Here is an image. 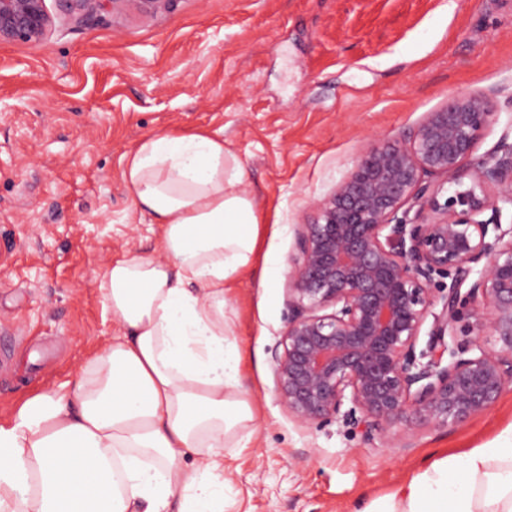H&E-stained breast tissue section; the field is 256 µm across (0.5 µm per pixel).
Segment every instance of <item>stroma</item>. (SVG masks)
<instances>
[{
  "label": "stroma",
  "mask_w": 512,
  "mask_h": 512,
  "mask_svg": "<svg viewBox=\"0 0 512 512\" xmlns=\"http://www.w3.org/2000/svg\"><path fill=\"white\" fill-rule=\"evenodd\" d=\"M494 112L472 169L512 132V0H136L59 17L42 41L0 43V330L25 372L0 378V420L75 384L115 328L96 274L163 260L135 210L123 159L146 138L206 128L261 203L256 272L225 294L256 420L224 447L225 512H356L423 464L512 429V386L451 427L416 418L402 444L334 419L302 424L275 392L288 319V258L312 205L383 141H406L458 92Z\"/></svg>",
  "instance_id": "stroma-1"
}]
</instances>
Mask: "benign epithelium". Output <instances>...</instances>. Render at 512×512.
<instances>
[{"mask_svg":"<svg viewBox=\"0 0 512 512\" xmlns=\"http://www.w3.org/2000/svg\"><path fill=\"white\" fill-rule=\"evenodd\" d=\"M55 2L84 18L118 0ZM137 2L151 15L178 0ZM52 24L46 0H0V42L40 41ZM492 117L483 95L449 97L408 141L365 150L300 225L274 355L275 390L298 422L342 413L363 440L393 444L411 415L452 426L512 385V226L483 218L512 206V145L463 167ZM467 315L486 334L458 339Z\"/></svg>","mask_w":512,"mask_h":512,"instance_id":"7a95c632","label":"benign epithelium"}]
</instances>
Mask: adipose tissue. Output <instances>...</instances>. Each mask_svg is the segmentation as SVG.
<instances>
[{
    "instance_id": "adipose-tissue-1",
    "label": "adipose tissue",
    "mask_w": 512,
    "mask_h": 512,
    "mask_svg": "<svg viewBox=\"0 0 512 512\" xmlns=\"http://www.w3.org/2000/svg\"><path fill=\"white\" fill-rule=\"evenodd\" d=\"M123 179L166 259L104 268L116 334L73 388L0 423V512H224L217 457L254 421L224 294L255 265L260 205L206 130L145 139ZM363 512H512V433L432 461Z\"/></svg>"
}]
</instances>
